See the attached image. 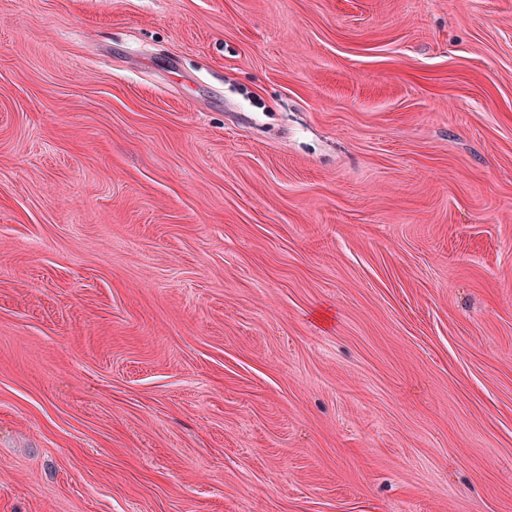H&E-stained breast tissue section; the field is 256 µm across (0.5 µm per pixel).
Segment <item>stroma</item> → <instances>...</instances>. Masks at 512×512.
<instances>
[{"instance_id": "1", "label": "stroma", "mask_w": 512, "mask_h": 512, "mask_svg": "<svg viewBox=\"0 0 512 512\" xmlns=\"http://www.w3.org/2000/svg\"><path fill=\"white\" fill-rule=\"evenodd\" d=\"M0 512H512V0H0Z\"/></svg>"}]
</instances>
